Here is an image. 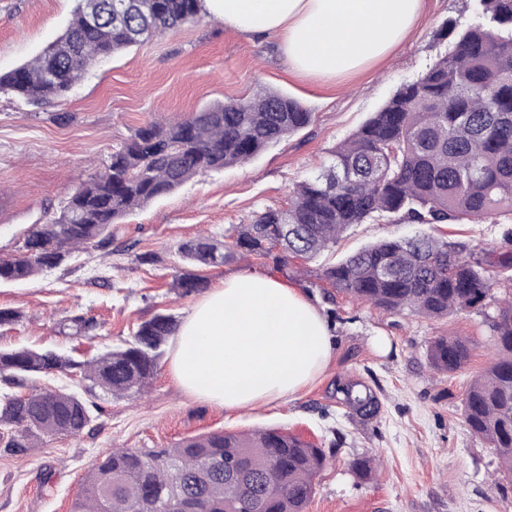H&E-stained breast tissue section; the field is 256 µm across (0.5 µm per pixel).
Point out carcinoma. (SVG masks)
Listing matches in <instances>:
<instances>
[{"instance_id":"1","label":"carcinoma","mask_w":512,"mask_h":512,"mask_svg":"<svg viewBox=\"0 0 512 512\" xmlns=\"http://www.w3.org/2000/svg\"><path fill=\"white\" fill-rule=\"evenodd\" d=\"M201 0H77L65 31L30 63L0 74V92L47 105L63 98L97 60L174 31L200 15ZM101 23L87 22L88 8ZM448 50L395 95L328 160L299 183L286 209H267L234 229L232 246L210 237L182 243L192 266L216 267L238 256L313 257L355 224L384 217L415 224L497 223L512 216V0H475L473 20L452 29ZM312 120L299 102L268 90L217 103L190 117L139 128L101 173L82 183L59 214L32 228L19 253L0 258V283L59 266L129 212L168 195L193 177L247 162ZM336 290L387 313L409 309L429 318L483 305L493 275L464 249L430 235L387 238L323 270ZM208 286L196 273L174 287L190 296ZM178 327L172 314L142 322L121 347L76 361L29 347L0 349L3 452L21 455L46 436H78L91 422L85 400L61 388L14 389L39 374L79 371L84 390L111 398L142 396ZM59 332L82 337L94 324L63 317ZM495 352L470 382L463 415L512 478V299L493 324ZM470 357L461 336L428 348L434 370L454 372ZM367 416L375 396L358 384L340 388ZM323 449L280 430L212 432L170 448H112L79 489L73 512H305Z\"/></svg>"}]
</instances>
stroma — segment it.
I'll use <instances>...</instances> for the list:
<instances>
[{"label":"stroma","instance_id":"35a3bbf8","mask_svg":"<svg viewBox=\"0 0 512 512\" xmlns=\"http://www.w3.org/2000/svg\"><path fill=\"white\" fill-rule=\"evenodd\" d=\"M76 0H0V73L32 61L65 29ZM473 0H424L406 40L377 65L330 84L289 70L272 36L246 37L209 14L100 61L67 98L43 107L0 93V257L17 253L28 231L52 219L69 195L103 171L112 152L152 121L188 116L208 105L282 90L311 112L310 124L256 158L188 181L172 194L113 224L58 267L0 283V309L19 310L0 328V348L26 345L71 353L122 345L160 311L184 318L195 296L171 284L185 265L181 243L227 239L266 209L287 208L296 183L311 175L337 143L416 80L448 45V30L468 23ZM506 224L352 226L333 250L275 267L253 256L202 269L209 283L241 271L286 281L324 314L331 357L299 393L249 409L227 410L183 391L161 361L144 398H94L92 421L76 437L44 438L26 455L0 453V512H72L83 477L111 448H168L216 431L281 428L323 448L306 512H512V481L494 480L497 458L463 419L470 380L490 363L492 325L512 280L499 275L482 307L429 319L386 313L338 292L321 277L327 266L384 238L430 233L464 246L483 267L512 251ZM80 313L96 334L77 341L59 333ZM464 336L473 347L457 372L434 371V337ZM358 382L379 403L375 416L353 411L337 388ZM375 456L376 474L360 478L354 459Z\"/></svg>","mask_w":512,"mask_h":512}]
</instances>
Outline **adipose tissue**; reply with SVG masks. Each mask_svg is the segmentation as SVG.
<instances>
[{
  "mask_svg": "<svg viewBox=\"0 0 512 512\" xmlns=\"http://www.w3.org/2000/svg\"><path fill=\"white\" fill-rule=\"evenodd\" d=\"M423 0H202L243 35H272L289 69L318 83L364 70L403 42ZM328 323L297 288L241 272L198 300L177 328L169 371L205 402L247 409L300 392L332 352Z\"/></svg>",
  "mask_w": 512,
  "mask_h": 512,
  "instance_id": "ef3b65f1",
  "label": "adipose tissue"
}]
</instances>
